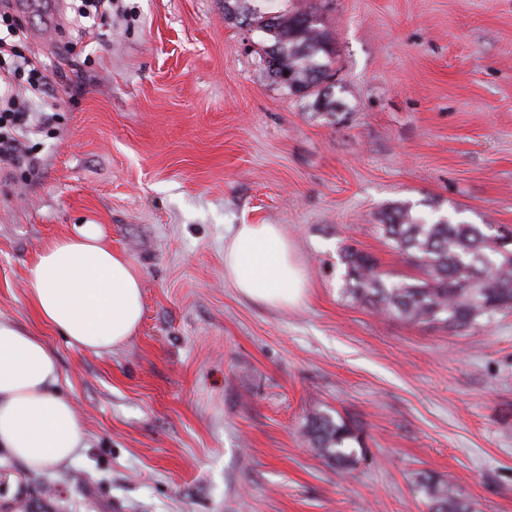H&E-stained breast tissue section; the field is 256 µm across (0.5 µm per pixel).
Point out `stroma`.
<instances>
[{
    "label": "stroma",
    "mask_w": 512,
    "mask_h": 512,
    "mask_svg": "<svg viewBox=\"0 0 512 512\" xmlns=\"http://www.w3.org/2000/svg\"><path fill=\"white\" fill-rule=\"evenodd\" d=\"M307 2L335 40L332 116L270 77L224 0H112L89 34L79 0H15L58 107L0 159V318L41 333L87 430L32 512H426L421 471L512 512V313L410 325L353 302L341 262L411 274L380 229L397 202L512 229V0ZM89 223L143 280L137 335L102 354L40 326L24 288ZM237 224L294 242L300 307L225 282ZM315 410L361 427L352 476L305 440Z\"/></svg>",
    "instance_id": "1"
}]
</instances>
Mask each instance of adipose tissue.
I'll list each match as a JSON object with an SVG mask.
<instances>
[{"label":"adipose tissue","instance_id":"1","mask_svg":"<svg viewBox=\"0 0 512 512\" xmlns=\"http://www.w3.org/2000/svg\"><path fill=\"white\" fill-rule=\"evenodd\" d=\"M224 277L242 297L274 309L300 306L309 292L296 247L277 224L235 225L224 244ZM25 288L44 325L98 354L125 346L142 321V277L97 224L75 225L46 244L27 267ZM59 376L41 337L0 320V453L26 469L66 465L84 446Z\"/></svg>","mask_w":512,"mask_h":512}]
</instances>
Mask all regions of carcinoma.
<instances>
[{"instance_id":"obj_1","label":"carcinoma","mask_w":512,"mask_h":512,"mask_svg":"<svg viewBox=\"0 0 512 512\" xmlns=\"http://www.w3.org/2000/svg\"><path fill=\"white\" fill-rule=\"evenodd\" d=\"M227 14L263 34L256 53L276 83L292 94L319 101L336 88L333 48L317 11L303 0L271 12L256 0H224ZM384 238L416 272L398 276L355 247L341 261L346 268V293L357 303L411 325H426L458 334L477 328L502 312L512 311V248L498 243L503 235L490 224L454 222L440 216L428 221L405 205L381 217ZM303 435L326 463L353 473L364 460L358 426L325 411L307 416ZM430 512H471L470 503L454 487L430 472H420Z\"/></svg>"}]
</instances>
